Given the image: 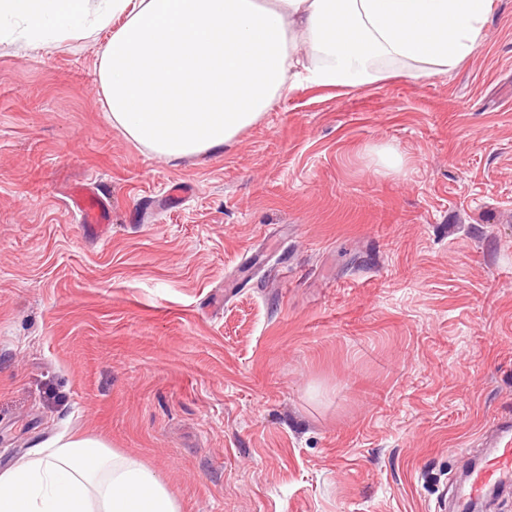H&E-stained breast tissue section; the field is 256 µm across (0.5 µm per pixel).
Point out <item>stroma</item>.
Listing matches in <instances>:
<instances>
[{
	"label": "stroma",
	"instance_id": "1",
	"mask_svg": "<svg viewBox=\"0 0 512 512\" xmlns=\"http://www.w3.org/2000/svg\"><path fill=\"white\" fill-rule=\"evenodd\" d=\"M484 33L176 163L108 119L105 34L0 39V469L79 433L181 512H461L512 415V0ZM70 206L78 222L85 227L103 230L112 222L109 206L102 201L93 187L78 189L71 196Z\"/></svg>",
	"mask_w": 512,
	"mask_h": 512
}]
</instances>
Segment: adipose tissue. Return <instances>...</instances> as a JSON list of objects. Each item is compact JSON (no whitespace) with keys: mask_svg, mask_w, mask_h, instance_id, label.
<instances>
[{"mask_svg":"<svg viewBox=\"0 0 512 512\" xmlns=\"http://www.w3.org/2000/svg\"><path fill=\"white\" fill-rule=\"evenodd\" d=\"M491 0H0V37L106 33L97 73L114 127L169 161L222 150L298 79L336 88L448 73ZM0 512H180L143 463L60 435L0 469Z\"/></svg>","mask_w":512,"mask_h":512,"instance_id":"adipose-tissue-1","label":"adipose tissue"}]
</instances>
